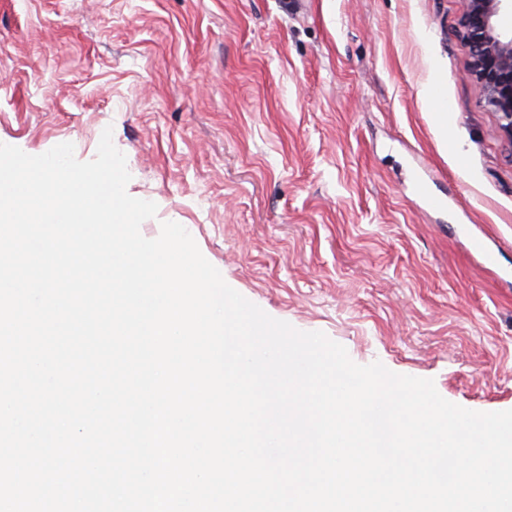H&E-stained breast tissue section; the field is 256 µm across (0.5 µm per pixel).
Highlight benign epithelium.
I'll list each match as a JSON object with an SVG mask.
<instances>
[{
  "instance_id": "1",
  "label": "benign epithelium",
  "mask_w": 512,
  "mask_h": 512,
  "mask_svg": "<svg viewBox=\"0 0 512 512\" xmlns=\"http://www.w3.org/2000/svg\"><path fill=\"white\" fill-rule=\"evenodd\" d=\"M509 0H462L469 75L481 86L484 106L494 112L512 141V33L505 31Z\"/></svg>"
}]
</instances>
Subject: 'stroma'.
<instances>
[{
	"mask_svg": "<svg viewBox=\"0 0 512 512\" xmlns=\"http://www.w3.org/2000/svg\"><path fill=\"white\" fill-rule=\"evenodd\" d=\"M469 60L460 0H0V143L89 161L112 128L144 237L179 223L269 316L512 410V143Z\"/></svg>",
	"mask_w": 512,
	"mask_h": 512,
	"instance_id": "35a3bbf8",
	"label": "stroma"
}]
</instances>
